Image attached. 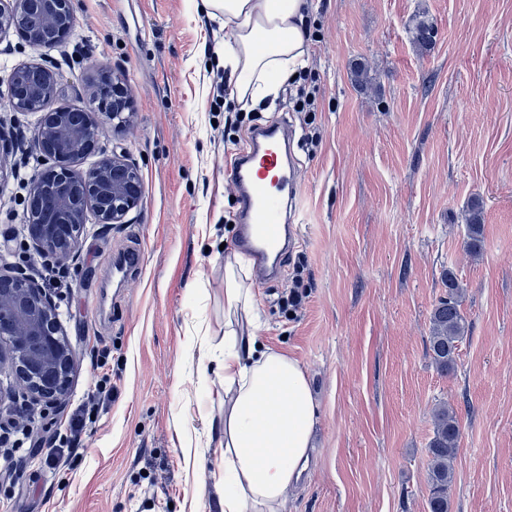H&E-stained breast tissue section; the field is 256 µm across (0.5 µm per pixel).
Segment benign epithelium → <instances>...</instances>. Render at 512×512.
Listing matches in <instances>:
<instances>
[{
  "label": "benign epithelium",
  "instance_id": "1",
  "mask_svg": "<svg viewBox=\"0 0 512 512\" xmlns=\"http://www.w3.org/2000/svg\"><path fill=\"white\" fill-rule=\"evenodd\" d=\"M41 16L24 28L22 17ZM77 23L71 0H0V39L16 34L35 52L71 40ZM59 74L32 59L15 66L4 98L16 112L37 117L31 153L35 162L26 181L22 233L31 257L65 270L79 258L82 240L123 224L142 195L141 175L125 151L100 156L85 169L75 163L96 151L103 118L121 125L129 111L127 90L115 78H100L91 110L52 106ZM0 249V404L21 395L41 412L65 402L73 356L62 332V312L46 288Z\"/></svg>",
  "mask_w": 512,
  "mask_h": 512
}]
</instances>
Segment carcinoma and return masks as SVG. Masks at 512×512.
<instances>
[{"label":"carcinoma","instance_id":"cac0c4a2","mask_svg":"<svg viewBox=\"0 0 512 512\" xmlns=\"http://www.w3.org/2000/svg\"><path fill=\"white\" fill-rule=\"evenodd\" d=\"M433 26L421 22L414 39L423 46L433 43ZM467 249L474 255L483 248L481 204L471 202L467 224ZM445 292L437 300L430 316L428 350L436 367L448 372L454 368L460 343L469 330V323L461 309L462 288L453 272L443 273ZM433 432L428 445L427 505L428 512H450L454 486V460L457 455L461 429L456 413L443 405L432 414Z\"/></svg>","mask_w":512,"mask_h":512}]
</instances>
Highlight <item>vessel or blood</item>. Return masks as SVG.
<instances>
[{
    "label": "vessel or blood",
    "mask_w": 512,
    "mask_h": 512,
    "mask_svg": "<svg viewBox=\"0 0 512 512\" xmlns=\"http://www.w3.org/2000/svg\"><path fill=\"white\" fill-rule=\"evenodd\" d=\"M233 190L243 202L240 251L257 266L285 247L291 223L298 220L297 174L288 161V126L279 122L259 129L229 166Z\"/></svg>",
    "instance_id": "obj_1"
}]
</instances>
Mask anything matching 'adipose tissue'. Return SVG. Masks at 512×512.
<instances>
[{
  "instance_id": "ef3b65f1",
  "label": "adipose tissue",
  "mask_w": 512,
  "mask_h": 512,
  "mask_svg": "<svg viewBox=\"0 0 512 512\" xmlns=\"http://www.w3.org/2000/svg\"><path fill=\"white\" fill-rule=\"evenodd\" d=\"M306 7V0H203L208 20L224 30L222 63L237 102H275L306 68ZM246 278L242 258L227 260L224 357L199 373L214 369L224 379V418L215 427L224 449L222 512H279L307 466L318 408L299 361L256 332L239 334L238 316L253 305Z\"/></svg>"
}]
</instances>
